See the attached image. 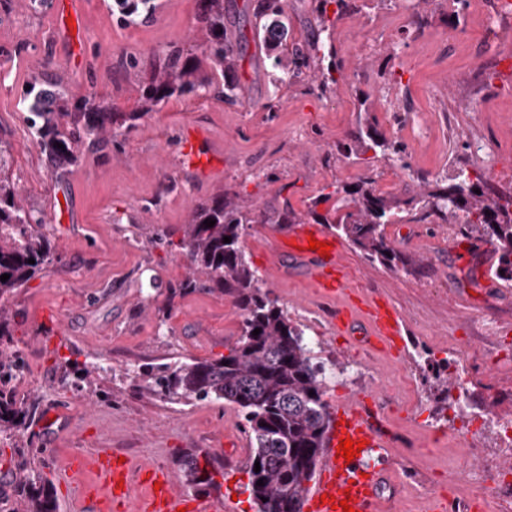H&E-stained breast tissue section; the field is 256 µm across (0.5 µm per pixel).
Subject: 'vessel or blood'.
<instances>
[{
	"label": "vessel or blood",
	"mask_w": 512,
	"mask_h": 512,
	"mask_svg": "<svg viewBox=\"0 0 512 512\" xmlns=\"http://www.w3.org/2000/svg\"><path fill=\"white\" fill-rule=\"evenodd\" d=\"M81 0H58L55 28L60 38L70 35V21L78 20ZM331 243L329 257L308 249L309 239ZM280 255L301 263L306 273L325 295L346 293L352 286L351 274L344 262V247L325 225H295ZM402 316L387 300L374 298L361 306L341 305L336 312V328L346 335H358L388 345L402 336ZM363 442V449L352 462L338 458L343 440ZM389 437L363 412L360 397L339 402L331 412L324 439V453L314 478L307 484L305 512H333L326 495L336 500L350 499L354 512H380L381 490L391 472L385 467L367 465L372 449L387 447ZM88 464L98 477L94 483H73L74 494L90 503L91 512H233V503L223 494H188L176 488L177 475L172 468L145 465L132 470L120 461L111 448H100Z\"/></svg>",
	"instance_id": "b4317fda"
}]
</instances>
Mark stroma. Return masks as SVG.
I'll list each match as a JSON object with an SVG mask.
<instances>
[{
    "instance_id": "1",
    "label": "stroma",
    "mask_w": 512,
    "mask_h": 512,
    "mask_svg": "<svg viewBox=\"0 0 512 512\" xmlns=\"http://www.w3.org/2000/svg\"><path fill=\"white\" fill-rule=\"evenodd\" d=\"M54 0H0V141L9 146V174L26 207L44 215L54 261L10 301V339L25 368L15 382L36 419L26 438L0 435V512H14L18 464L30 460L47 481L58 512H90L59 471L96 449L123 453L133 468H178L211 444L218 489L236 495L235 512H254L244 486L250 443L228 404H172L140 394V367L227 355L243 318L232 298L196 289L172 294L187 274L178 243L194 205L237 193L255 212L289 203L302 219L326 214L323 194L371 176L380 193L401 197L416 174L429 180L457 168L489 175L512 190V23L460 9L457 0H352L344 13L319 0H288L296 36L317 14L333 25L342 62L336 85L306 77L273 94L270 62L254 37L250 0H224L238 37L237 105L189 95L174 98L124 129L112 146H82L76 164L57 172L33 143L23 97L34 79L57 80L78 98L92 95L118 111L136 109L151 67L171 50L201 55L207 37L198 0H156L152 17L121 26L112 0H83L80 68H73L53 32ZM404 144L402 163L352 162L338 144L358 129ZM201 136L202 166L179 159L186 132ZM285 224H250L242 246L264 289L303 326L326 370L328 405L384 389L379 420L405 432L384 449L394 464L398 499L383 512H427L430 500H478L479 512H512L493 485L474 482L484 453L497 444L485 430L484 452L462 453L438 431L444 401L435 373L458 343L477 374L474 406L512 414V288L489 270L494 246L463 262L472 239L449 236L442 221L390 224L386 235L419 270L393 271L345 248L357 296L388 299L405 319L401 351L360 348L339 340L330 324L334 301L297 271L281 275L273 261ZM96 366L93 385L76 388L73 368ZM57 411L63 428L39 421Z\"/></svg>"
}]
</instances>
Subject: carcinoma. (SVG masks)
<instances>
[{
  "instance_id": "cac0c4a2",
  "label": "carcinoma",
  "mask_w": 512,
  "mask_h": 512,
  "mask_svg": "<svg viewBox=\"0 0 512 512\" xmlns=\"http://www.w3.org/2000/svg\"><path fill=\"white\" fill-rule=\"evenodd\" d=\"M199 22L207 34L203 49L212 76L201 77L193 56L173 51L153 67L142 92L141 105L133 112H118L112 104L92 97L76 100L52 80L30 84L23 98L30 134L58 169L74 164L80 146L88 143L106 149L121 135V128L154 111L172 98L215 94L224 103L241 101L238 75V41L224 23V0H200ZM254 35L267 59L273 93L288 88L308 74L321 73L322 85L337 82L341 73L332 44L330 25L319 12L316 34L298 41L292 35L288 0H252ZM155 0H113L112 14L125 25L147 18ZM62 147L55 146V143ZM349 159L368 151L385 161L403 159L399 144L371 132L359 133L339 146ZM9 149L0 146V433H28L27 413L14 403V381L25 367L18 349L6 339L11 312L8 302L53 262L45 230V218L25 207L18 187L6 174ZM331 212L311 211L313 221L326 224L349 241L366 258L390 268L405 263L385 235V226L420 223L436 217L458 220L460 232L476 240H489L499 254L491 276L512 286V193L495 188L487 177H471L455 170L451 182L435 185L401 202L377 193L370 178L336 187ZM215 224L208 227L204 221ZM251 213L230 192L197 204L185 224L179 247L189 262L188 274L173 288L181 292L208 288L228 295L241 311L242 335L229 354L217 360L175 361L143 369L134 376L146 395L185 404L223 401L242 413L248 427L251 454L247 465V490L256 512H301V505L322 457V438L330 424L328 403L323 399L325 372L314 361L305 331L292 324L284 310L263 291L262 279L240 245ZM231 242H224V237ZM35 263H28L29 259ZM261 332L254 336L255 329ZM314 395H309V392ZM260 471H255V463ZM189 483L200 489L215 484L211 473L199 468L192 456L182 460ZM29 471L15 512H58L45 481L24 460ZM263 485H257V481Z\"/></svg>"
}]
</instances>
